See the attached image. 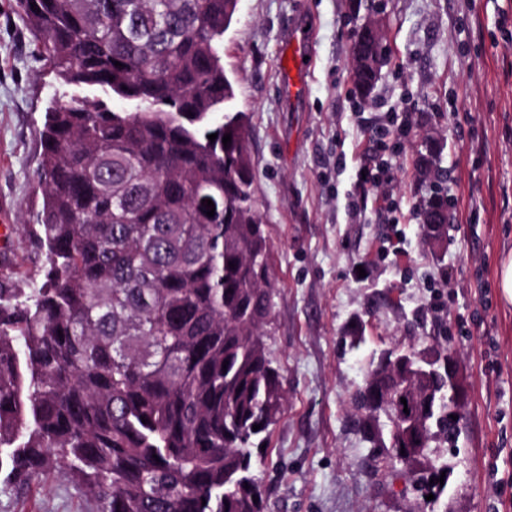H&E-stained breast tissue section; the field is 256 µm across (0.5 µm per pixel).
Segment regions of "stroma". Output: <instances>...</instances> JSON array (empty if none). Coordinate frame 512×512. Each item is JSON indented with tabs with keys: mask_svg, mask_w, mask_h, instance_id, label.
Here are the masks:
<instances>
[{
	"mask_svg": "<svg viewBox=\"0 0 512 512\" xmlns=\"http://www.w3.org/2000/svg\"><path fill=\"white\" fill-rule=\"evenodd\" d=\"M347 13V0H239L224 35L234 106L250 116L275 278L266 343L287 397L261 467L264 512H417L404 464L387 458V421L366 437L351 405L374 355L409 344L449 349L464 380L457 446L434 444L450 467L437 512H512V304L498 281L512 254V0H387L390 62L364 105L351 94ZM307 32L314 65L289 98L286 60ZM34 44L0 0V282L11 288L43 276L27 227L42 204L44 113L94 94L40 77ZM430 136L445 143L454 217L437 250L418 220ZM382 162L390 181L350 215L360 166ZM95 510L63 471L23 495L0 477V512Z\"/></svg>",
	"mask_w": 512,
	"mask_h": 512,
	"instance_id": "1",
	"label": "stroma"
}]
</instances>
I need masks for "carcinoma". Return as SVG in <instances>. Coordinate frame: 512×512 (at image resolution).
<instances>
[{
    "instance_id": "obj_1",
    "label": "carcinoma",
    "mask_w": 512,
    "mask_h": 512,
    "mask_svg": "<svg viewBox=\"0 0 512 512\" xmlns=\"http://www.w3.org/2000/svg\"><path fill=\"white\" fill-rule=\"evenodd\" d=\"M14 8L55 79L104 96L45 112L43 202L29 228L43 278L0 288V473L20 494L65 467L97 512H264L259 449L285 391L265 341L274 283L248 117L232 108L224 67L238 0ZM379 8L348 3L360 17ZM383 40L352 32L351 93L363 102L387 62ZM439 152L433 138L420 158L432 189L418 213L438 247L448 239ZM413 367L419 386L396 391ZM441 394L440 359L396 346L370 361L353 397L357 410L397 420L388 447L417 475L423 512L446 489L430 479L448 472L431 437L458 436L435 405Z\"/></svg>"
}]
</instances>
